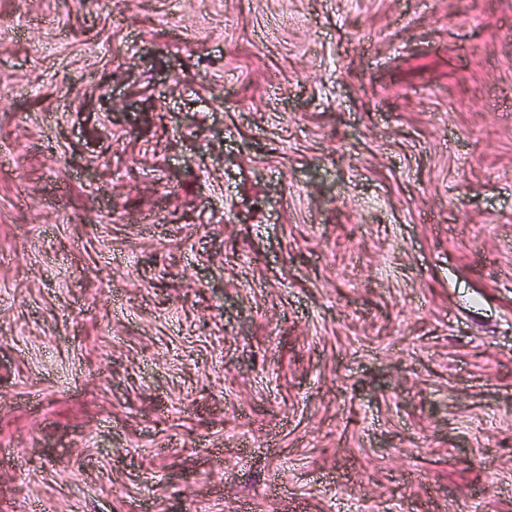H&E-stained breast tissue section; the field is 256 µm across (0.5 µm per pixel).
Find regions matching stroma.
<instances>
[{
  "label": "stroma",
  "mask_w": 512,
  "mask_h": 512,
  "mask_svg": "<svg viewBox=\"0 0 512 512\" xmlns=\"http://www.w3.org/2000/svg\"><path fill=\"white\" fill-rule=\"evenodd\" d=\"M0 512H512V0H0Z\"/></svg>",
  "instance_id": "obj_1"
}]
</instances>
